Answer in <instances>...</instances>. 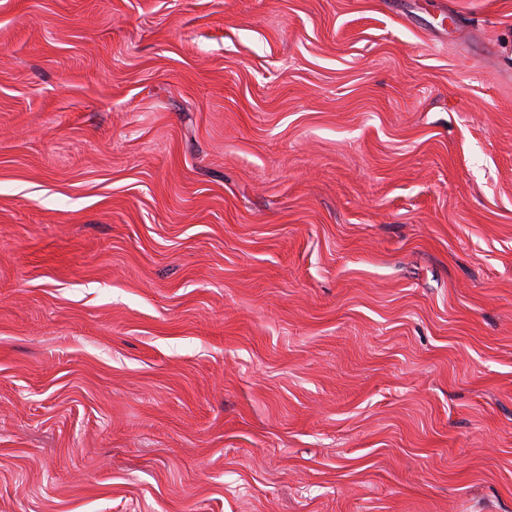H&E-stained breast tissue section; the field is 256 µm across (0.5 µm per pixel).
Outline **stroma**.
Returning <instances> with one entry per match:
<instances>
[{"mask_svg":"<svg viewBox=\"0 0 512 512\" xmlns=\"http://www.w3.org/2000/svg\"><path fill=\"white\" fill-rule=\"evenodd\" d=\"M0 512H512V0H0Z\"/></svg>","mask_w":512,"mask_h":512,"instance_id":"stroma-1","label":"stroma"}]
</instances>
